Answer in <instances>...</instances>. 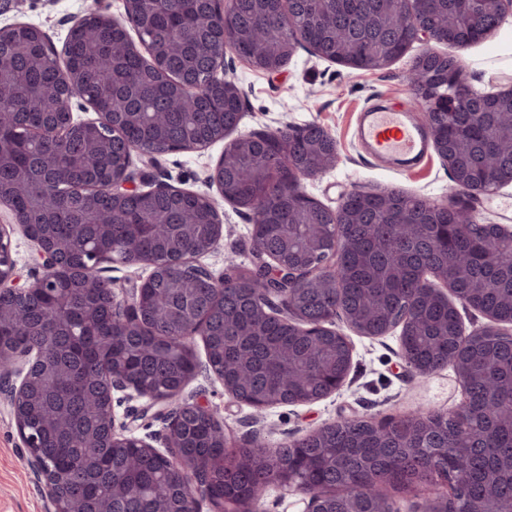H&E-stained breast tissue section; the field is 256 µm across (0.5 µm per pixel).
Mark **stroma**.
Instances as JSON below:
<instances>
[{
  "label": "stroma",
  "mask_w": 512,
  "mask_h": 512,
  "mask_svg": "<svg viewBox=\"0 0 512 512\" xmlns=\"http://www.w3.org/2000/svg\"><path fill=\"white\" fill-rule=\"evenodd\" d=\"M108 13L123 12L122 0H24L22 6L0 11V26L27 23L41 28L51 44L62 47L70 28L84 17L93 2ZM420 45L382 70H361L322 59L300 48L277 73L254 70L234 52H226L224 65L243 92L239 129L272 131L284 125L317 124L336 140L335 165L317 177L303 180L304 191L321 204L334 208L353 189L392 187L432 201H445L454 191L448 169L436 150L413 169L387 168L370 157L355 130L362 111L408 107L412 91L406 75ZM438 53L460 58L468 85L494 92L512 86V17L498 30L467 47L441 45ZM224 152L223 142L207 149L159 156L153 165L133 161L131 170L141 184L157 181L182 189L217 196L207 176ZM224 237L199 262L222 276L228 258L243 266L252 262L251 213L220 202ZM333 328L346 336L352 348L350 372L335 393L309 404H290L256 411L236 401L215 376L198 373L181 393L183 400L201 402L215 410L232 441L253 436L268 447L302 437L324 424L354 417L381 420L420 408L448 411L462 401L464 391L453 366L428 374L408 370L400 358V332L382 336L357 334L344 318ZM118 415L136 414V436L162 448L164 421L150 410L144 398L121 401ZM0 512H53L43 479L29 466L7 398L0 393Z\"/></svg>",
  "instance_id": "1"
}]
</instances>
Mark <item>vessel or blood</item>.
<instances>
[{
	"label": "vessel or blood",
	"instance_id": "vessel-or-blood-1",
	"mask_svg": "<svg viewBox=\"0 0 512 512\" xmlns=\"http://www.w3.org/2000/svg\"><path fill=\"white\" fill-rule=\"evenodd\" d=\"M356 136L372 157L399 166L423 157L430 140L429 132L408 110L363 112Z\"/></svg>",
	"mask_w": 512,
	"mask_h": 512
}]
</instances>
